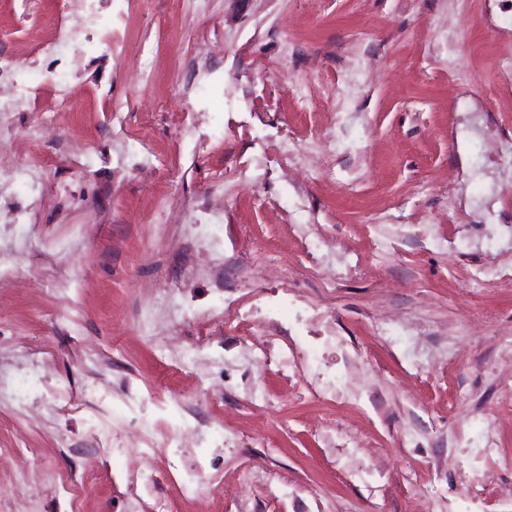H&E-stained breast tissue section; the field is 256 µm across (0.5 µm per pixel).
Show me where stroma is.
Masks as SVG:
<instances>
[{"mask_svg":"<svg viewBox=\"0 0 512 512\" xmlns=\"http://www.w3.org/2000/svg\"><path fill=\"white\" fill-rule=\"evenodd\" d=\"M99 8L123 14L111 44L49 52L43 20L74 23L79 8L0 0V50L30 78L0 124L19 134L53 110V71L81 102L43 133L50 200L35 223L0 221V251L23 258L0 287V512H512V165L490 152L512 139L498 75L512 7ZM215 32L198 102L194 40ZM299 85L316 96L304 108ZM138 134L147 183L116 163ZM282 138L297 169L255 177L251 160ZM85 140L97 152L81 175ZM219 195L213 271L165 218ZM192 261L191 286L170 291ZM226 302L251 319L215 318ZM270 341L289 370L255 364Z\"/></svg>","mask_w":512,"mask_h":512,"instance_id":"obj_1","label":"stroma"}]
</instances>
